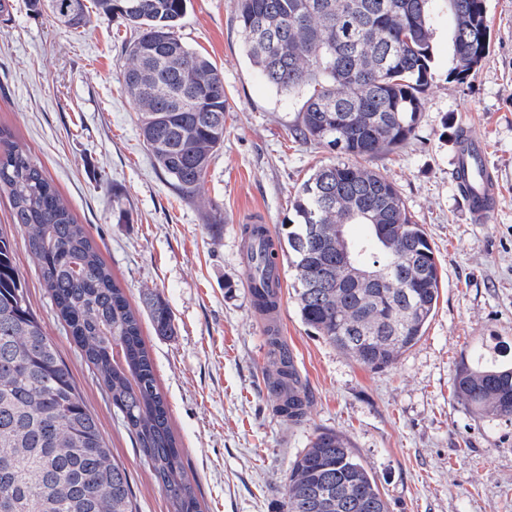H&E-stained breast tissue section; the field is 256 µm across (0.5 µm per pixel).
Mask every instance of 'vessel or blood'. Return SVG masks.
Wrapping results in <instances>:
<instances>
[{
    "label": "vessel or blood",
    "instance_id": "vessel-or-blood-1",
    "mask_svg": "<svg viewBox=\"0 0 512 512\" xmlns=\"http://www.w3.org/2000/svg\"><path fill=\"white\" fill-rule=\"evenodd\" d=\"M455 183L465 199L472 223H489L500 193L498 176L490 165L484 142L472 133L458 141L454 166ZM253 301L266 327L278 326L283 313V280L280 266L269 267L264 283H250Z\"/></svg>",
    "mask_w": 512,
    "mask_h": 512
}]
</instances>
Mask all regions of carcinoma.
Listing matches in <instances>:
<instances>
[{"mask_svg":"<svg viewBox=\"0 0 512 512\" xmlns=\"http://www.w3.org/2000/svg\"><path fill=\"white\" fill-rule=\"evenodd\" d=\"M431 0H232L246 56L262 81L305 92L295 125L332 159L313 170L292 201L298 223L277 237L294 271L303 322L371 370L392 366L425 335L442 273L423 225L397 187L367 161L395 152L415 133L421 95L434 79ZM69 28L85 26V0H30ZM100 17L118 11L137 37L126 47L122 81L143 141L158 168L187 196L197 194L224 144L230 106L224 77L178 34L187 0H94ZM453 68L464 82L486 55L473 50L489 31L487 0H448ZM0 191L38 265L61 319L96 370L135 446L151 464L170 512H201L170 425L167 400L142 336L141 319L84 225L42 167L0 130ZM348 224L379 225L370 244L350 241L361 265L391 267L374 288L340 285L336 235ZM158 336L175 333L166 302L144 293ZM280 367L267 378L275 412L293 424L307 397L288 350L271 338ZM512 348L487 345L455 374L454 396L488 422L512 420ZM0 512H134L126 470L112 457L98 419L46 335L0 236ZM286 512H389L375 477L351 442L318 432L288 471Z\"/></svg>","mask_w":512,"mask_h":512,"instance_id":"1","label":"carcinoma"}]
</instances>
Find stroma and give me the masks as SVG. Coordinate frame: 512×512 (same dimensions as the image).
I'll return each instance as SVG.
<instances>
[{
	"label": "stroma",
	"mask_w": 512,
	"mask_h": 512,
	"mask_svg": "<svg viewBox=\"0 0 512 512\" xmlns=\"http://www.w3.org/2000/svg\"><path fill=\"white\" fill-rule=\"evenodd\" d=\"M490 48L459 83L453 20L432 0L435 77L412 139L372 165L423 224L443 272L423 338L390 368L356 363L301 320L283 271L280 336L306 385L303 423L274 411L266 373L279 365L246 286L241 229L294 222L291 201L325 149L293 134L303 95L259 79L231 0H190L179 34L224 75L230 111L198 197L184 196L145 150L120 73L131 32L120 14L71 31L28 0L0 13V127L42 166L85 225L134 310L152 289L176 334L142 335L202 512H285L294 458L323 429L343 432L384 493L390 512H512V421L488 423L452 394L461 360L492 338L512 342V0H488ZM466 127L487 140L503 185L491 223H471L453 180ZM0 233L31 305L127 471L136 512H168L164 490L122 415L62 322L24 234L0 196Z\"/></svg>",
	"instance_id": "obj_1"
}]
</instances>
